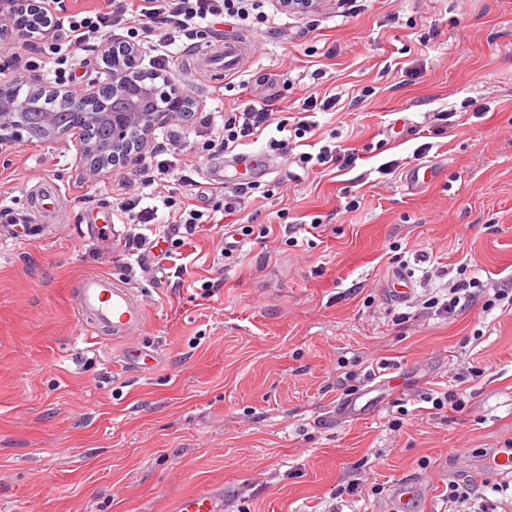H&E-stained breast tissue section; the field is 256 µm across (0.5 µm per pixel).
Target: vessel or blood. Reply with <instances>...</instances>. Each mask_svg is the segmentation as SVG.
I'll return each instance as SVG.
<instances>
[{
    "instance_id": "obj_1",
    "label": "vessel or blood",
    "mask_w": 512,
    "mask_h": 512,
    "mask_svg": "<svg viewBox=\"0 0 512 512\" xmlns=\"http://www.w3.org/2000/svg\"><path fill=\"white\" fill-rule=\"evenodd\" d=\"M247 61V38L239 35L225 39L197 55L195 63L208 73H234L243 69ZM414 292V283L406 271L393 270L384 290L386 299L393 304L407 303ZM71 296L75 302L76 325L79 332L94 336L107 331L111 339L125 342L128 363L141 364L150 357L149 352L130 344L131 339L143 335L147 314L138 290L112 279L104 273H87L74 281ZM176 512H221L216 496L209 491L200 492L179 501Z\"/></svg>"
}]
</instances>
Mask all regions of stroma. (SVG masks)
Masks as SVG:
<instances>
[{"label":"stroma","instance_id":"obj_1","mask_svg":"<svg viewBox=\"0 0 512 512\" xmlns=\"http://www.w3.org/2000/svg\"><path fill=\"white\" fill-rule=\"evenodd\" d=\"M250 34L246 77H267L288 119L308 90L337 95L316 137L358 160L322 173L268 153L232 219L207 177L210 129L181 119L164 183L178 197L182 175L199 182L210 221L170 258L142 269L121 253L131 226L99 186L134 183V167L91 174L68 136L0 148V209L47 182L59 195L46 239H0V512H173L207 490L223 512H389L400 484L418 488L413 512H443L468 473L449 449L480 462L512 448V307H425L462 274L512 280V0H358L346 18L323 0ZM189 62L172 46L169 78L223 111L218 81ZM404 116L412 128L394 134ZM422 163L435 181L408 190ZM395 268L416 283L405 305L383 294ZM91 272L143 294L150 369L80 335L70 287ZM350 374L377 399L340 419ZM431 390L456 392L460 411L432 408Z\"/></svg>","mask_w":512,"mask_h":512}]
</instances>
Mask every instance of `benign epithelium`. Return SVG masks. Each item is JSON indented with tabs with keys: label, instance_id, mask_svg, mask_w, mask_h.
Segmentation results:
<instances>
[{
	"label": "benign epithelium",
	"instance_id": "benign-epithelium-1",
	"mask_svg": "<svg viewBox=\"0 0 512 512\" xmlns=\"http://www.w3.org/2000/svg\"><path fill=\"white\" fill-rule=\"evenodd\" d=\"M31 8L36 9L39 15L37 32H46L47 27L53 24V17L48 14L52 5L40 0H17L15 15L26 13ZM100 53L111 67L106 80L78 88L45 86L48 96L64 100L70 111L82 115L86 122L93 124L102 120L112 127V143H80V158L93 174L108 168H125L135 164L154 130L178 115H185L190 111V105L194 104L192 99L169 85L167 80L159 83L154 79L138 77V72L129 63L141 53L140 47L114 40L103 45ZM8 87L10 83H0V144L22 136L25 113L34 109L28 102L3 93ZM106 94L112 95V102L109 108L104 109L102 96ZM38 120L46 128L49 139L68 133L53 112L38 113ZM132 128L138 131L134 141L127 138Z\"/></svg>",
	"mask_w": 512,
	"mask_h": 512
}]
</instances>
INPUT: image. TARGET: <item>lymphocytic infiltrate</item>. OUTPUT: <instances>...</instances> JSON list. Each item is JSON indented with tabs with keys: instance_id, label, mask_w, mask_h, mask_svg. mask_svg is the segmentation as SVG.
Returning <instances> with one entry per match:
<instances>
[{
	"instance_id": "obj_1",
	"label": "lymphocytic infiltrate",
	"mask_w": 512,
	"mask_h": 512,
	"mask_svg": "<svg viewBox=\"0 0 512 512\" xmlns=\"http://www.w3.org/2000/svg\"><path fill=\"white\" fill-rule=\"evenodd\" d=\"M262 0H106V9H94L87 13L64 16L61 37L67 46L83 49L93 43H104L112 38L115 29H126L131 38L149 45L157 54L155 70L164 71L165 58L170 46L182 38L206 40L208 18H233L238 24L250 19H264L260 10ZM276 125L282 136L270 140L271 151L287 156L292 144L284 131L286 122H274L271 102L254 101L238 103L224 115L219 133L220 146L224 151H234L249 140L258 138L269 126ZM118 209L139 224V232L126 236L124 251L136 263H143L145 246L149 237L143 233V225L155 221L156 209L141 207L139 198H121ZM483 286L477 280L463 279L453 283L446 292L434 296L431 306L436 314L452 315L472 306L479 300ZM448 512H497L498 502L491 500L475 479L453 482L444 498Z\"/></svg>"
}]
</instances>
